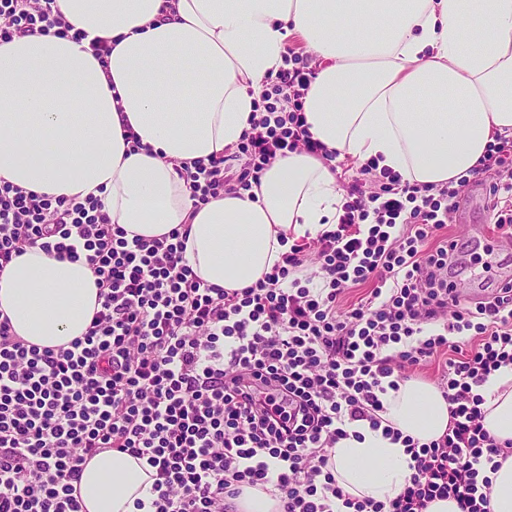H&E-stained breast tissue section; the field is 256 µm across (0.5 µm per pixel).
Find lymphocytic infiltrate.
<instances>
[{
    "label": "lymphocytic infiltrate",
    "mask_w": 512,
    "mask_h": 512,
    "mask_svg": "<svg viewBox=\"0 0 512 512\" xmlns=\"http://www.w3.org/2000/svg\"><path fill=\"white\" fill-rule=\"evenodd\" d=\"M70 30L56 0H0V41ZM284 63L236 150L187 172L195 204L249 188L297 151L333 160L304 115L315 68L291 47ZM473 183L488 184L494 224L511 237L512 137L442 186L370 161L332 228L234 290L193 273L180 229L129 240L96 198L0 183V272L34 247L82 258L100 302L84 335L55 348L0 317V512H83L75 485L106 449L154 469L155 512H237L248 486L286 496V512H427L447 499L490 512L503 449L483 427L479 389L512 366V286L478 301L451 295L449 279L483 257L437 237ZM366 282L369 295L341 310L345 291ZM439 359L446 433L421 443L383 425L381 394ZM358 422L410 456V482L389 503L351 498L328 469Z\"/></svg>",
    "instance_id": "obj_1"
}]
</instances>
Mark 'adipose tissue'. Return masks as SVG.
<instances>
[{"instance_id":"1","label":"adipose tissue","mask_w":512,"mask_h":512,"mask_svg":"<svg viewBox=\"0 0 512 512\" xmlns=\"http://www.w3.org/2000/svg\"><path fill=\"white\" fill-rule=\"evenodd\" d=\"M82 40L0 42V180L51 196L99 200L128 235L185 224V257L205 282L239 289L296 241L335 223L344 194L330 164L277 159L250 189L194 205L183 164L236 149L285 40L313 54L309 131L339 159L370 160L423 185L475 167L512 133V0H57ZM112 47L98 60L92 39ZM130 124L142 148L123 136ZM86 261L27 250L0 273V311L29 343L82 336L99 306ZM483 426L512 440V367L481 388ZM382 417L422 443L448 429L434 386L408 381ZM344 493L393 500L410 477L402 444L369 426L339 440ZM145 461L112 450L77 485L86 512H152Z\"/></svg>"}]
</instances>
